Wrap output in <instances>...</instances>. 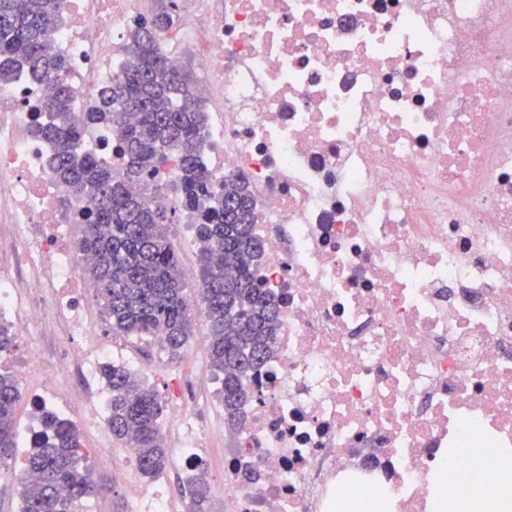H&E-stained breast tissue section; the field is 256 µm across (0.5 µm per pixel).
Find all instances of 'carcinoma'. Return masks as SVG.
Instances as JSON below:
<instances>
[{"mask_svg": "<svg viewBox=\"0 0 512 512\" xmlns=\"http://www.w3.org/2000/svg\"><path fill=\"white\" fill-rule=\"evenodd\" d=\"M159 2L162 7L128 29L133 58L120 64V74L88 110L76 112L62 79L65 61L51 50L62 0H0V82L24 77L44 87L46 118L34 124L33 134L51 147L55 179L86 203L75 247L93 257L87 273L112 335L156 339L173 355L193 336L179 255L159 228L189 214L203 273L199 301L208 363L221 380L224 425L235 429L245 398L241 380L270 354L277 306L251 271L262 243L254 233V202L245 179L228 176L216 191L207 182V115L163 46L178 21L175 0ZM94 124L111 128L123 156L120 168L81 149L85 130ZM174 156L178 199L172 209L129 191L130 184L158 174ZM100 373L110 392L112 435L137 449L144 477L156 478L168 460L162 401L123 365L105 363ZM20 398L14 377L0 371V461L15 452L13 415ZM41 422L25 457V471L34 480L18 481L20 512H78L101 486L80 463L74 424L45 409ZM189 492V512H210L205 472L190 479Z\"/></svg>", "mask_w": 512, "mask_h": 512, "instance_id": "carcinoma-1", "label": "carcinoma"}]
</instances>
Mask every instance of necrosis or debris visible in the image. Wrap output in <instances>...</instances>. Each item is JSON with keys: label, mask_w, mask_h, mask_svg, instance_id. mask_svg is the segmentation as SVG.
<instances>
[{"label": "necrosis or debris", "mask_w": 512, "mask_h": 512, "mask_svg": "<svg viewBox=\"0 0 512 512\" xmlns=\"http://www.w3.org/2000/svg\"><path fill=\"white\" fill-rule=\"evenodd\" d=\"M52 48L84 107L153 0H64ZM165 45L195 50L207 180L244 175L279 319L224 451V512H446L448 476L512 453V0H180ZM40 85L0 83V325L20 381L82 419L107 396L73 233L82 204L32 127ZM63 323L71 347L46 358ZM177 476L210 470L179 417Z\"/></svg>", "instance_id": "obj_1"}]
</instances>
